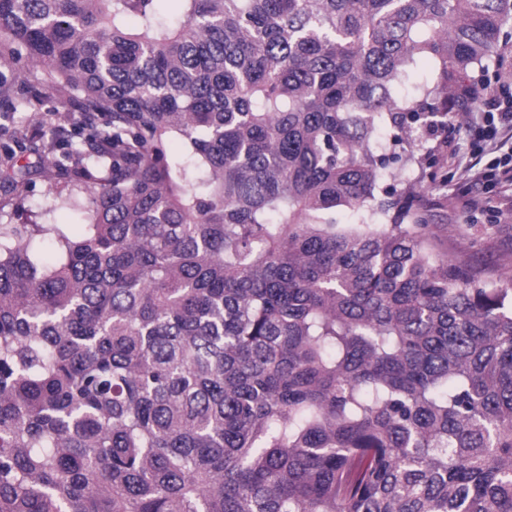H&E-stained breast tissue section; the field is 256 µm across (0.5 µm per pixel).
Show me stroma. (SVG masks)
Wrapping results in <instances>:
<instances>
[{
	"mask_svg": "<svg viewBox=\"0 0 512 512\" xmlns=\"http://www.w3.org/2000/svg\"><path fill=\"white\" fill-rule=\"evenodd\" d=\"M42 118L39 112L20 114L12 129L13 141L23 147L16 158L19 163L30 165L31 175L25 187L13 192L0 189V220L14 224H61L75 234L86 219L80 210L61 202L71 188L68 177L49 165L39 164L37 155L24 150L41 130ZM472 119V113L467 112L455 119L453 132L429 133L434 150L424 161L419 204L433 214L428 237L440 254L452 260H469L495 279L512 269V219L499 216L500 211L512 210V199H500L494 211L463 210V201L474 192L466 173L471 159Z\"/></svg>",
	"mask_w": 512,
	"mask_h": 512,
	"instance_id": "obj_1",
	"label": "stroma"
}]
</instances>
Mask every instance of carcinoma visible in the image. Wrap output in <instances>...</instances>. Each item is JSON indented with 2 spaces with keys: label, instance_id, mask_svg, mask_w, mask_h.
<instances>
[{
  "label": "carcinoma",
  "instance_id": "cac0c4a2",
  "mask_svg": "<svg viewBox=\"0 0 512 512\" xmlns=\"http://www.w3.org/2000/svg\"><path fill=\"white\" fill-rule=\"evenodd\" d=\"M161 2L0 0V129L28 59L89 220L0 224V512H512V277L437 253L376 154L512 0ZM20 69L22 72L21 78L24 79L23 87L26 90H32L38 97H40L43 100H51L56 96V87L54 84L43 81L41 83L34 82L33 76L36 75L37 77L41 78V71L39 69H33L26 66L25 61L20 65Z\"/></svg>",
  "mask_w": 512,
  "mask_h": 512
}]
</instances>
